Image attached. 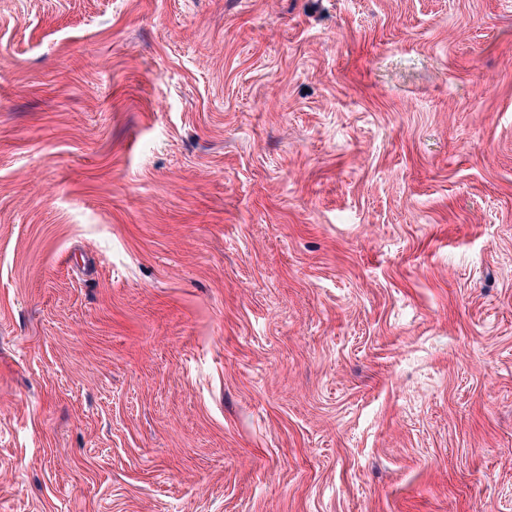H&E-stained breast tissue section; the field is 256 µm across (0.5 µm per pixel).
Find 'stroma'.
Instances as JSON below:
<instances>
[{
  "label": "stroma",
  "mask_w": 512,
  "mask_h": 512,
  "mask_svg": "<svg viewBox=\"0 0 512 512\" xmlns=\"http://www.w3.org/2000/svg\"><path fill=\"white\" fill-rule=\"evenodd\" d=\"M0 512H512V0H0Z\"/></svg>",
  "instance_id": "stroma-1"
}]
</instances>
